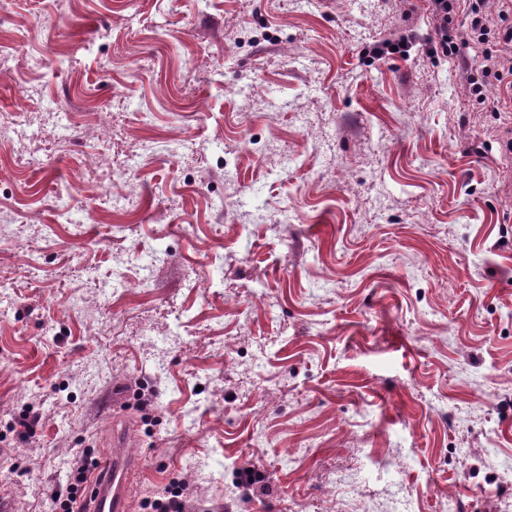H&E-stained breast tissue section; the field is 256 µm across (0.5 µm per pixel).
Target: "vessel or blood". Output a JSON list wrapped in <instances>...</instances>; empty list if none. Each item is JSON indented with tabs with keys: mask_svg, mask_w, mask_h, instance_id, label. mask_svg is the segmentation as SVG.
<instances>
[{
	"mask_svg": "<svg viewBox=\"0 0 512 512\" xmlns=\"http://www.w3.org/2000/svg\"><path fill=\"white\" fill-rule=\"evenodd\" d=\"M128 442L125 433L113 432L85 492L81 512H129L130 486L142 461L128 452Z\"/></svg>",
	"mask_w": 512,
	"mask_h": 512,
	"instance_id": "1",
	"label": "vessel or blood"
}]
</instances>
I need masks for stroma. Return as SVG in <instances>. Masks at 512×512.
I'll return each mask as SVG.
<instances>
[{
    "label": "stroma",
    "mask_w": 512,
    "mask_h": 512,
    "mask_svg": "<svg viewBox=\"0 0 512 512\" xmlns=\"http://www.w3.org/2000/svg\"><path fill=\"white\" fill-rule=\"evenodd\" d=\"M434 37L424 0H0L11 512L116 428L131 512H512V112ZM412 44V38L409 35H402L395 40H384L379 42L367 51L373 58L382 59L396 54H402L408 51ZM396 46L397 51L392 50Z\"/></svg>",
    "instance_id": "stroma-1"
}]
</instances>
